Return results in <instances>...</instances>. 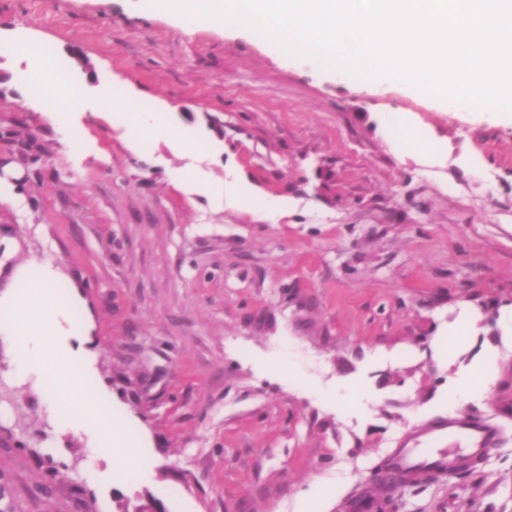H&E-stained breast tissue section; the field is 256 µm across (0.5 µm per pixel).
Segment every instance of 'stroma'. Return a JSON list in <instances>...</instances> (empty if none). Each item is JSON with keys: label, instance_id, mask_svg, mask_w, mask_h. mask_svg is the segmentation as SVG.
Returning <instances> with one entry per match:
<instances>
[{"label": "stroma", "instance_id": "35a3bbf8", "mask_svg": "<svg viewBox=\"0 0 512 512\" xmlns=\"http://www.w3.org/2000/svg\"><path fill=\"white\" fill-rule=\"evenodd\" d=\"M0 41L51 48L79 97L74 152L0 55V262L51 263L93 329L60 337L153 460L122 483L95 437L53 424L0 341V476L17 512H352L391 448L465 415L482 464L384 512H512V123L287 58L249 31L181 29L128 0H0ZM163 107L204 150L132 135L104 98ZM414 131L423 150L403 149ZM184 179L172 180L173 170ZM288 199L270 221L214 194L228 171ZM489 393L452 408L483 362ZM57 475L51 493L41 486Z\"/></svg>", "mask_w": 512, "mask_h": 512}]
</instances>
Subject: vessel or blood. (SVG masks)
Here are the masks:
<instances>
[{
  "instance_id": "b4317fda",
  "label": "vessel or blood",
  "mask_w": 512,
  "mask_h": 512,
  "mask_svg": "<svg viewBox=\"0 0 512 512\" xmlns=\"http://www.w3.org/2000/svg\"><path fill=\"white\" fill-rule=\"evenodd\" d=\"M495 436L490 424L453 418L405 439L389 453L384 468L412 478L424 471L445 476L480 463Z\"/></svg>"
}]
</instances>
